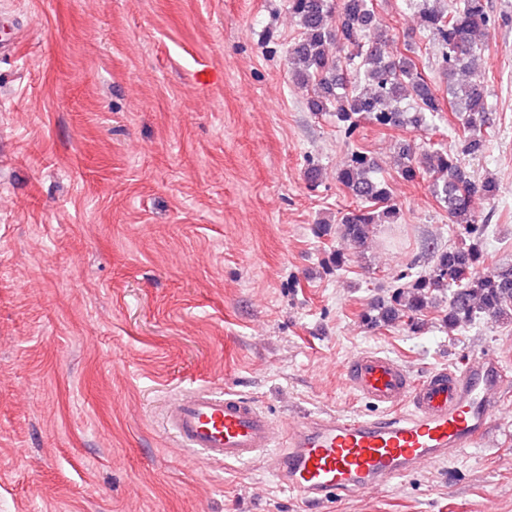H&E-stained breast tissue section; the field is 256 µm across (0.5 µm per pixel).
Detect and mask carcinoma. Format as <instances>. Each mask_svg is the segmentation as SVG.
Returning <instances> with one entry per match:
<instances>
[{
    "mask_svg": "<svg viewBox=\"0 0 512 512\" xmlns=\"http://www.w3.org/2000/svg\"><path fill=\"white\" fill-rule=\"evenodd\" d=\"M288 10L303 34L288 51V73L308 91L311 111L335 113L346 142L355 139L364 120L386 129L410 125L432 130L446 107L462 127L453 146L403 143L398 164L403 180L429 182L448 223L463 225L458 245L429 248V269L400 274L376 306L378 314L367 310L364 320L407 319L416 327V316L444 298L450 330H465L482 320L512 322V264L485 266L488 225L472 210L477 196L495 199L498 183L492 177L474 178L461 163V156L481 155L489 145L485 129L491 104L477 67L481 48L475 40L478 30L496 23L486 0H419L423 30L439 47L436 66L448 77L446 104L425 69L408 55L411 48L386 51L391 34L378 21L372 0H288ZM332 47L349 53L335 56ZM457 74L465 79L453 82ZM379 173V163L357 149L336 172V181L357 201L336 218V234L356 248L366 246L378 226L400 218V207Z\"/></svg>",
    "mask_w": 512,
    "mask_h": 512,
    "instance_id": "carcinoma-1",
    "label": "carcinoma"
}]
</instances>
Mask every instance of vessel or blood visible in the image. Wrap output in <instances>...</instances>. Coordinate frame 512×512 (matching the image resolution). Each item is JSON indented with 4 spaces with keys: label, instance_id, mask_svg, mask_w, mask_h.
Here are the masks:
<instances>
[{
    "label": "vessel or blood",
    "instance_id": "vessel-or-blood-1",
    "mask_svg": "<svg viewBox=\"0 0 512 512\" xmlns=\"http://www.w3.org/2000/svg\"><path fill=\"white\" fill-rule=\"evenodd\" d=\"M347 385L386 416L327 412L292 426L273 420L256 401L208 388L181 393L164 409V428L206 464L269 460L279 482L320 506L388 486L482 443L504 409L512 377L487 351L469 353L463 368L423 379L403 363L357 353L341 367Z\"/></svg>",
    "mask_w": 512,
    "mask_h": 512
}]
</instances>
